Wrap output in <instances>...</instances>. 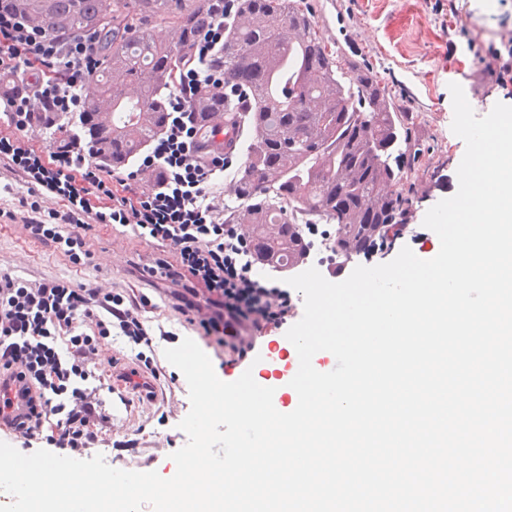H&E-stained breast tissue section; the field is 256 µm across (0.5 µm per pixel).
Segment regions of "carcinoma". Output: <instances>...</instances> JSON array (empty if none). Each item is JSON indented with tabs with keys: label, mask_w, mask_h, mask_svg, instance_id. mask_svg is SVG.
Here are the masks:
<instances>
[{
	"label": "carcinoma",
	"mask_w": 512,
	"mask_h": 512,
	"mask_svg": "<svg viewBox=\"0 0 512 512\" xmlns=\"http://www.w3.org/2000/svg\"><path fill=\"white\" fill-rule=\"evenodd\" d=\"M0 0L39 19L50 34L102 37L92 90L72 119L73 138L112 169L132 162L167 127V99L197 34L211 20L209 0ZM167 30L155 35L157 28ZM224 44L208 67L238 101L200 94L192 118L241 147L224 221L245 224L259 264L289 271L304 261L305 225L330 224L349 253L380 224H397L412 199L409 114L381 77L335 50L303 0H237ZM0 79V96L25 91Z\"/></svg>",
	"instance_id": "obj_1"
}]
</instances>
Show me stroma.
Wrapping results in <instances>:
<instances>
[{"mask_svg":"<svg viewBox=\"0 0 512 512\" xmlns=\"http://www.w3.org/2000/svg\"><path fill=\"white\" fill-rule=\"evenodd\" d=\"M328 43L340 51L357 54L383 78L398 104L413 113L409 140L419 153L411 182L422 169L439 167L442 181L427 201L417 204L408 247L422 259L436 256L437 235L424 227L432 205L458 190L457 168L465 152L464 141L451 133L453 108L449 83L463 84L466 98L477 116L490 112L497 102L512 105V94L491 84L475 55L479 45L512 41V0H305ZM65 214L68 203L10 171L0 168V272L31 281L54 277L69 279L86 288H109L136 301H148L151 322L164 324L175 342L195 340L210 358L216 375L227 382L252 370L256 382L291 375L286 361L287 339L273 347V357L261 358L254 367L235 360L229 348L207 343L196 319L192 290L150 269L157 261L173 264L172 248L142 242L130 228L95 224L84 231L90 263L73 265L47 241L32 237L24 228L29 202ZM130 345L124 337L111 336L99 359L105 385L127 394V402H114L113 446L103 448L108 465L130 471H154L169 478L176 472L171 455L187 442L179 424L190 410L188 386L176 367L157 383L154 397L127 393L122 379L129 371Z\"/></svg>","mask_w":512,"mask_h":512,"instance_id":"stroma-1","label":"stroma"}]
</instances>
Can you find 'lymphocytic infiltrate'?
Here are the masks:
<instances>
[{"label": "lymphocytic infiltrate", "instance_id": "obj_1", "mask_svg": "<svg viewBox=\"0 0 512 512\" xmlns=\"http://www.w3.org/2000/svg\"><path fill=\"white\" fill-rule=\"evenodd\" d=\"M235 7L236 0H212L213 20L197 35L169 95L166 132L126 175L150 185L133 199L116 197L92 152L38 150L20 137L32 127L40 106H48L60 121L78 111L96 69L98 35L91 31L78 38L52 37L34 21L0 8V75L24 67L34 71L26 92L7 99L0 167L67 200L70 210L59 224L45 223L40 204L31 202L33 217L25 227L31 236L53 243L72 264L91 258L80 232L81 218L129 225L139 239L178 253V265H157L156 273L171 280L191 279L221 302L223 315L200 322L205 335L242 325L266 337L296 317L297 305L282 270L272 269L266 279L253 275L248 237L239 225L225 223L223 209L210 202L212 184L230 164L224 155H204L200 131L188 114L194 97L224 86L223 77L205 63L223 44L224 23ZM115 332L137 346V366L160 378V360L145 350L171 334L160 325L146 327L137 302L105 288H78L65 279L33 283L0 273V370L35 389L30 415L12 428L22 447L41 444L81 458L92 456L112 425L101 397L98 353Z\"/></svg>", "mask_w": 512, "mask_h": 512}]
</instances>
